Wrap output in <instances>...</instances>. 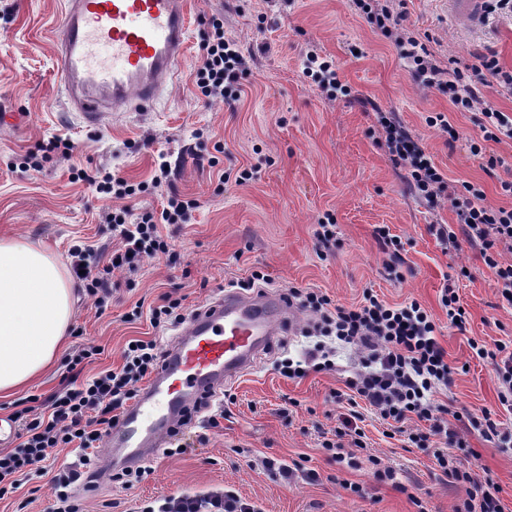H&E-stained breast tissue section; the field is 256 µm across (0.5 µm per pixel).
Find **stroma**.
<instances>
[{
  "mask_svg": "<svg viewBox=\"0 0 512 512\" xmlns=\"http://www.w3.org/2000/svg\"><path fill=\"white\" fill-rule=\"evenodd\" d=\"M189 31L176 80L145 112H122L105 126H87L70 112L59 91L54 31L63 0H0V237L48 246L69 265L70 245L84 241L111 255L119 240L99 220L104 201L71 171L116 174L129 183L150 180L159 164L171 167V183L199 206L188 223L164 226L169 254L144 258L135 271L115 273L120 286L98 310L80 281H73L74 310L66 346L53 367L15 395L0 397V416L32 408L44 411L66 385L71 355L90 345L104 352L84 375L119 366L129 340L166 344L173 328H156L149 317L127 322L136 305H159L166 294L182 298L185 313L214 300L230 283L256 271L269 288L295 287L328 295L333 304L360 302L364 289L401 303L415 299L428 308L438 339L455 367L453 383L438 395L449 412L448 429L459 445L451 456L476 478H492L512 510V452L473 429L467 415L498 410L497 378L490 363L474 357L469 338H512V307L502 303L496 276L477 247L460 241L442 250L430 227L456 221L447 202L423 206L391 163L372 128L375 117L362 99L395 112L422 140L449 184L468 181L483 188L488 202L512 206L501 181H512V140L485 141L474 112H454L446 96L423 87L396 49L355 11L351 0H188ZM405 26L425 42L440 66L449 58L471 61L492 48L502 67L512 68V17H488L483 28L464 32L448 18L445 0H404ZM224 20V34L251 56L245 95L236 108L193 94L203 33L211 17ZM316 52L336 69L349 95L329 100L306 75L307 55ZM434 112L447 113L460 137L428 126ZM60 137L74 148L67 158L29 168L23 158L42 142ZM479 143L480 155L470 146ZM497 158L488 170L489 158ZM256 168L247 184L233 176ZM230 174L219 182V172ZM336 220L335 247L323 252L314 231L324 215ZM388 226L404 250L401 279L388 275L389 257L374 235ZM468 276H461V269ZM453 285L469 317L465 331L448 325L440 304ZM319 346L333 351V369L289 379L285 359H304ZM353 346L314 328L306 311L294 314L292 330L278 337L253 371L226 386L219 427L196 422L181 437L182 451L160 450L145 461L132 487L101 482L93 492L75 487L83 512H134L168 496L202 495L217 488L238 492L261 512H453L467 486L446 477L434 458L442 447H425L403 436L388 437L386 421L365 412L366 450L353 451L350 437H337L346 409L334 394L360 371ZM340 451H331L332 443ZM378 456L394 479L375 477L367 455ZM79 449H51L46 475L23 480L0 498V512H52L48 475L77 462ZM298 464L291 481L270 472L266 460Z\"/></svg>",
  "mask_w": 512,
  "mask_h": 512,
  "instance_id": "obj_1",
  "label": "stroma"
}]
</instances>
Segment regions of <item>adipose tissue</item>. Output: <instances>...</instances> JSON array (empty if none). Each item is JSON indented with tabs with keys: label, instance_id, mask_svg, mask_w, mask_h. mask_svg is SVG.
<instances>
[{
	"label": "adipose tissue",
	"instance_id": "adipose-tissue-1",
	"mask_svg": "<svg viewBox=\"0 0 512 512\" xmlns=\"http://www.w3.org/2000/svg\"><path fill=\"white\" fill-rule=\"evenodd\" d=\"M72 288L46 248L0 238V393L48 369L64 348Z\"/></svg>",
	"mask_w": 512,
	"mask_h": 512
}]
</instances>
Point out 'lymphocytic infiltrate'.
Masks as SVG:
<instances>
[{
  "label": "lymphocytic infiltrate",
  "mask_w": 512,
  "mask_h": 512,
  "mask_svg": "<svg viewBox=\"0 0 512 512\" xmlns=\"http://www.w3.org/2000/svg\"><path fill=\"white\" fill-rule=\"evenodd\" d=\"M396 2L352 0L372 29L399 48L404 58L412 60L416 78L447 96L453 111L480 114L483 140L512 139V116L498 110L481 91L482 86L492 82L497 93L512 96V70L500 66L496 53L490 49L476 55L470 64L452 57L447 67L438 66L418 39L404 29V14L398 11ZM201 50L194 72L196 91L202 98H219L228 106H235L251 69L237 44L225 38L223 19H210ZM374 116L378 143L386 149L393 165L404 170L416 197L432 208L440 199H447L455 214V224L436 227L437 240L441 245L453 246L463 239L478 247L485 264L496 272L502 301L512 306V261L502 258L503 252L512 253V208L488 203L484 190L469 182L449 189L447 176L395 113L378 108ZM197 206V200L171 192L157 210L136 214L126 206L104 212V223L121 240L108 264L94 272L87 270V247L76 245L70 251L72 269L78 272L97 307H104L111 299L115 271L134 270L141 256L169 253L170 245L161 235L160 225L188 223ZM288 300L311 311L325 334L356 346L362 355L364 372L347 380L346 392L336 395L337 400L347 401L351 407L343 424L353 429L354 447L365 446L364 433L357 426L362 418L355 409L357 401H364L385 420L426 423V430L410 431L408 439L419 445L433 436L444 438L446 450L435 451L434 457L447 476L469 484L463 512H505L500 486L490 478L473 479L470 472L455 465L448 453L457 440L442 418L445 408L437 402L436 395L451 385L454 369L437 339V324L430 311L416 300L388 304L369 289L364 291L362 302L350 308L333 304L326 295L299 288L289 289ZM468 345L477 358L493 365L499 405L512 414V340H498L489 346L472 338ZM161 358L162 350L155 340L133 339L123 352L121 367L86 378L72 375L65 391L51 398L48 413L24 421L17 448L0 452V498L39 470L49 449L73 446L82 451L80 468L65 467L50 483L56 494L54 512H82L69 492L70 486L81 480L94 481L95 449L115 422L116 411L134 397L136 384L157 371ZM142 512H255V507L233 491L219 489L203 495L168 497L158 505L144 507Z\"/></svg>",
  "instance_id": "1"
}]
</instances>
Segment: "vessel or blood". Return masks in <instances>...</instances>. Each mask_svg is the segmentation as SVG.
<instances>
[{"label": "vessel or blood", "instance_id": "1", "mask_svg": "<svg viewBox=\"0 0 512 512\" xmlns=\"http://www.w3.org/2000/svg\"><path fill=\"white\" fill-rule=\"evenodd\" d=\"M486 0H448L467 28L480 26ZM55 31L61 94L82 120L100 126L119 112L151 108L181 63L186 0H66ZM285 294L225 292L197 309L164 350L162 367L105 440L116 467L138 468L171 446L187 411L223 394L290 327Z\"/></svg>", "mask_w": 512, "mask_h": 512}]
</instances>
